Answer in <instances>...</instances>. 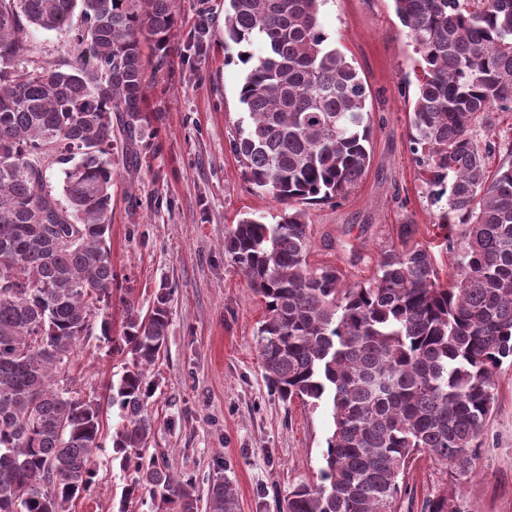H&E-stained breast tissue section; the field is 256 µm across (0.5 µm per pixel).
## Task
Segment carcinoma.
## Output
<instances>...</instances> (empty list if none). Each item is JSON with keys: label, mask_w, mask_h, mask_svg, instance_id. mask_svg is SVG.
Returning <instances> with one entry per match:
<instances>
[{"label": "carcinoma", "mask_w": 512, "mask_h": 512, "mask_svg": "<svg viewBox=\"0 0 512 512\" xmlns=\"http://www.w3.org/2000/svg\"><path fill=\"white\" fill-rule=\"evenodd\" d=\"M392 2L420 56L412 151L445 201L446 281L410 243L412 224L364 281L309 265L303 206L348 195L369 164L365 86L323 32L324 0H228L224 12V42L250 65L231 151L246 182L284 205L273 224L240 220L224 250L264 303L256 348L269 387L327 402L334 425L319 480L290 489L279 512H397L423 454L471 474L495 372L512 361V142L473 134L512 110V0ZM175 24V0H0V512H68L93 491L102 405L71 384L76 348L96 330L131 359L108 389L126 478L117 512L146 493L153 512H198L191 480L146 448L170 292L145 312L124 299L116 339L108 312L112 113L129 132L145 120ZM33 29L65 37L67 69L36 61ZM497 148L506 159L492 172ZM58 166L60 193L47 177ZM207 502L238 512L228 479Z\"/></svg>", "instance_id": "carcinoma-1"}]
</instances>
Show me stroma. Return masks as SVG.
<instances>
[{
  "label": "stroma",
  "instance_id": "obj_1",
  "mask_svg": "<svg viewBox=\"0 0 512 512\" xmlns=\"http://www.w3.org/2000/svg\"><path fill=\"white\" fill-rule=\"evenodd\" d=\"M225 0H178L175 50L147 93L146 119L119 147L112 186V334L120 336L124 297L151 306L171 291L166 350L151 367L155 420L150 448L192 479L199 499L230 479L239 512H277L279 500L316 481L333 430L325 403L282 401L264 379L255 334L260 297L233 269L224 238L240 219L278 215L282 207L253 189L230 143L245 108L240 89L248 68L225 48ZM320 23L357 68L366 87L373 135L370 163L344 198L306 208L312 265H335L349 279L368 278L381 254L398 244L400 225H416L415 242L430 244L442 275L440 206L421 180L409 148L418 56L392 0H325ZM127 357L91 337L78 348L73 387L102 392ZM495 404L478 442L476 471L462 480L421 457L405 476L400 512H424L446 496L458 512H512V365L496 375ZM96 489L70 512H116L126 483L103 435Z\"/></svg>",
  "mask_w": 512,
  "mask_h": 512
}]
</instances>
